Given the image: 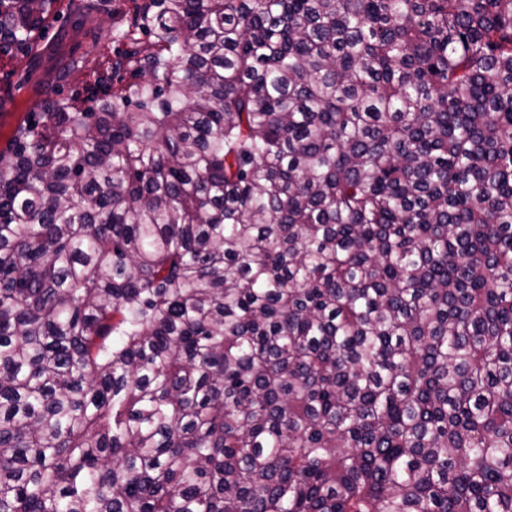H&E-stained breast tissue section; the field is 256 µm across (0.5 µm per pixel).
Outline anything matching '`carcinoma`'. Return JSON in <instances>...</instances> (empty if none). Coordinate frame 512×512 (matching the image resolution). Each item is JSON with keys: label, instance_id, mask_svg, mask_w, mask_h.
<instances>
[{"label": "carcinoma", "instance_id": "cac0c4a2", "mask_svg": "<svg viewBox=\"0 0 512 512\" xmlns=\"http://www.w3.org/2000/svg\"><path fill=\"white\" fill-rule=\"evenodd\" d=\"M125 37L0 151V512H512V0Z\"/></svg>", "mask_w": 512, "mask_h": 512}]
</instances>
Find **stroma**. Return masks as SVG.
<instances>
[{"label":"stroma","instance_id":"1","mask_svg":"<svg viewBox=\"0 0 512 512\" xmlns=\"http://www.w3.org/2000/svg\"><path fill=\"white\" fill-rule=\"evenodd\" d=\"M130 0H55L29 48L0 55V148L24 115L50 91L80 108L94 104L102 57L119 48L118 27L132 24ZM84 16L82 26L74 19Z\"/></svg>","mask_w":512,"mask_h":512}]
</instances>
